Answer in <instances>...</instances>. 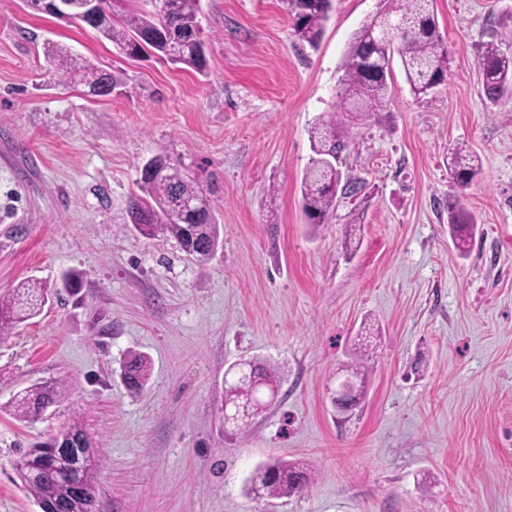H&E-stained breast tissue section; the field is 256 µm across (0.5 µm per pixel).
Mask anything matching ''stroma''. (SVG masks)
Listing matches in <instances>:
<instances>
[{
	"instance_id": "35a3bbf8",
	"label": "stroma",
	"mask_w": 512,
	"mask_h": 512,
	"mask_svg": "<svg viewBox=\"0 0 512 512\" xmlns=\"http://www.w3.org/2000/svg\"><path fill=\"white\" fill-rule=\"evenodd\" d=\"M433 6L445 84L415 98L393 63L389 97L350 130L358 191L312 232L309 131L381 0H332L314 48L283 0H200L202 74L0 0V296L27 277L82 281L0 335V512H41L13 463L77 418L100 445L97 512H512V100L488 104L478 81L486 43L512 52V0ZM49 40L112 71V94L60 81ZM457 145L483 164L464 190ZM160 152L224 226L206 265L126 226ZM452 205L476 224L464 257ZM367 317L381 328L367 395L339 415L330 392ZM134 352L152 362L137 393L121 379ZM253 357L278 367L279 393L240 432L224 374ZM47 381L63 397L14 418L15 396ZM274 458L308 464L305 493H245Z\"/></svg>"
}]
</instances>
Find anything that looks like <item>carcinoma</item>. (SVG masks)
Returning <instances> with one entry per match:
<instances>
[{"instance_id":"cac0c4a2","label":"carcinoma","mask_w":512,"mask_h":512,"mask_svg":"<svg viewBox=\"0 0 512 512\" xmlns=\"http://www.w3.org/2000/svg\"><path fill=\"white\" fill-rule=\"evenodd\" d=\"M140 6L127 12L122 21L112 19L110 0H104L106 12L93 30L109 40L126 56L153 53L173 64H183L199 73L206 69L203 42L199 38L184 39L177 52L171 51L163 35L182 27L197 28L199 0H170L162 9L155 0H138ZM292 16L294 35L301 42L316 47L329 18L331 0H284ZM433 0H385L384 12L356 35L342 63L343 74L337 91V111L315 124L310 143L314 156L310 159L302 182V208L309 223L323 224L333 214L337 196L351 191L356 182L343 177L336 166V156L348 146L347 127L368 121L373 107L390 94L387 78L365 72L370 60L388 64L390 43L369 34L370 27L385 20L397 24L394 33L402 34L398 56L406 80L414 96H427L442 85L448 77V52L443 45L435 13L430 8ZM45 60L62 79L72 76L75 60L69 51L52 44L45 51ZM91 94L102 95L100 88L114 86L112 72L87 64L82 66ZM480 79L485 97L490 103L499 102L512 93V53L490 43L484 46L479 61ZM156 165L178 169V175L140 184L141 194L129 198L128 217L142 225V236L173 238L181 250L199 264L209 261L222 243L223 225L215 218L214 210L189 212L183 202L204 195L198 179L162 154L152 157ZM450 170L459 187L465 188L482 172L480 159L466 148L456 147L448 153ZM448 224L456 247L468 252L469 239L475 233L474 225L466 216L450 214ZM47 297L45 286L34 280L20 283L12 296L0 300V333L37 316ZM380 336L379 325L364 319L357 336L356 347L342 372L344 378L357 387L358 400H363L367 389V361L372 339ZM150 375V363L142 354H130L122 365V379L134 392L144 388ZM231 385L224 390V402L238 406L257 398L271 401L266 385L279 384L273 368L264 361L254 362L251 373L230 375ZM61 391L54 384L35 385L19 393L14 402V415L22 421L38 418L53 404ZM96 442L86 431L82 420L75 419L69 427L50 441L34 445L20 452L14 470L22 486L36 500L46 502L54 512H96V475L98 461L80 465V481L84 496H74L70 484L58 475L59 462L53 451L62 448H96ZM310 483V472L300 462L272 460L257 467L247 494L256 498H281L303 492Z\"/></svg>"}]
</instances>
